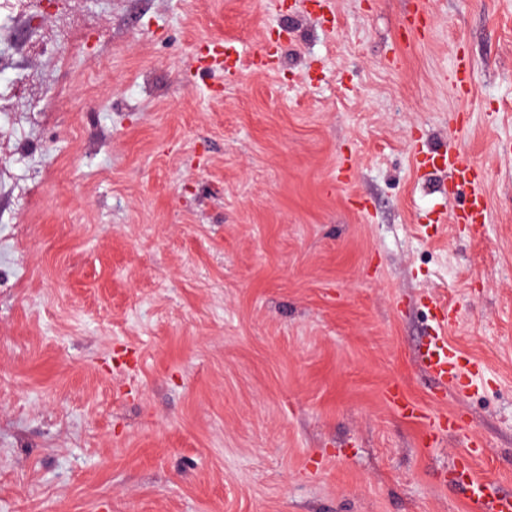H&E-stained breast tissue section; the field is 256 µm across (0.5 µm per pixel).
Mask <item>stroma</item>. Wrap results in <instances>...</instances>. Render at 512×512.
Segmentation results:
<instances>
[{"mask_svg": "<svg viewBox=\"0 0 512 512\" xmlns=\"http://www.w3.org/2000/svg\"><path fill=\"white\" fill-rule=\"evenodd\" d=\"M84 2L32 104L43 177L0 188V512H475L464 438L393 384L466 412L512 492V0ZM451 145L483 227L436 221L464 198L419 162ZM439 301L465 392L418 365ZM385 399L392 408L410 419H426L418 406L407 399L398 386L388 387L385 390ZM467 425L464 415L459 412H451L448 416L436 418L429 422L430 434L439 439L446 434L452 435L460 432Z\"/></svg>", "mask_w": 512, "mask_h": 512, "instance_id": "1", "label": "stroma"}]
</instances>
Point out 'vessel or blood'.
<instances>
[{
  "label": "vessel or blood",
  "instance_id": "vessel-or-blood-1",
  "mask_svg": "<svg viewBox=\"0 0 512 512\" xmlns=\"http://www.w3.org/2000/svg\"><path fill=\"white\" fill-rule=\"evenodd\" d=\"M427 164L431 168L448 172L450 188H459L468 193L466 203L452 212V223L475 226L488 223L490 206L487 196L480 187L482 170L479 166L469 161L461 150L454 147L434 153L428 158ZM419 362L426 377L434 386L456 391L471 385L482 372V366L477 360L439 332L429 337L419 355ZM385 399L392 408L408 418L418 419L422 416L418 406L406 398L400 387L387 388ZM465 425L463 414L452 412L430 421L429 432L433 437L440 438L460 432ZM484 451L482 439L475 435L469 436L466 449L455 466L456 479L469 490L476 512H512V493H488L484 481L475 472L473 460Z\"/></svg>",
  "mask_w": 512,
  "mask_h": 512
}]
</instances>
